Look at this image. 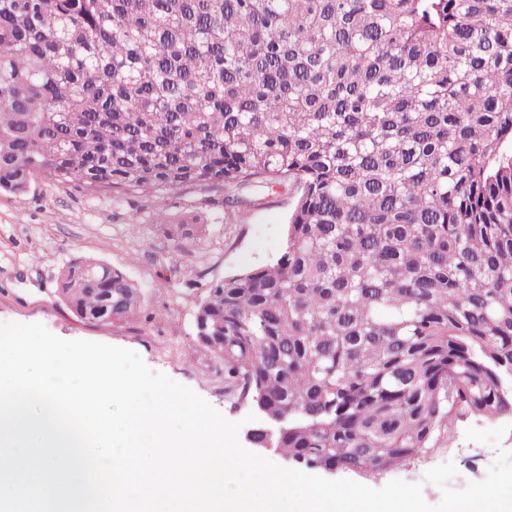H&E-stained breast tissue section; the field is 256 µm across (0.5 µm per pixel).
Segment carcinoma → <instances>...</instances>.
Wrapping results in <instances>:
<instances>
[{
  "label": "carcinoma",
  "mask_w": 512,
  "mask_h": 512,
  "mask_svg": "<svg viewBox=\"0 0 512 512\" xmlns=\"http://www.w3.org/2000/svg\"><path fill=\"white\" fill-rule=\"evenodd\" d=\"M35 178L159 218L292 196L280 252L194 315L255 447L275 425L300 467L379 473L459 408L512 417V0H0V192ZM56 292L142 311L96 259Z\"/></svg>",
  "instance_id": "carcinoma-1"
}]
</instances>
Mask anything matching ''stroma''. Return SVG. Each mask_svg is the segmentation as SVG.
<instances>
[{"instance_id":"stroma-1","label":"stroma","mask_w":512,"mask_h":512,"mask_svg":"<svg viewBox=\"0 0 512 512\" xmlns=\"http://www.w3.org/2000/svg\"><path fill=\"white\" fill-rule=\"evenodd\" d=\"M212 191L191 189L176 195L171 223L207 224L211 230L191 251L176 248L154 232L143 200L122 204L74 184L35 180L28 193H0V322L40 323L65 340H88L137 352L151 370L191 387L226 419L238 421L250 409L224 390L223 365L198 344L193 332L197 286L242 268L265 262L283 244L292 200L270 204L221 223L222 209ZM78 258L102 260L123 270L143 292L140 318L122 326L80 321L60 301L56 279ZM494 428V421L461 410L436 434L430 449L404 466L387 472L339 470L333 479H350L381 488L400 479L422 483L432 505L441 489L424 479L425 472L454 462L453 488L483 480L500 450H512V432L500 445L466 441L468 427Z\"/></svg>"}]
</instances>
